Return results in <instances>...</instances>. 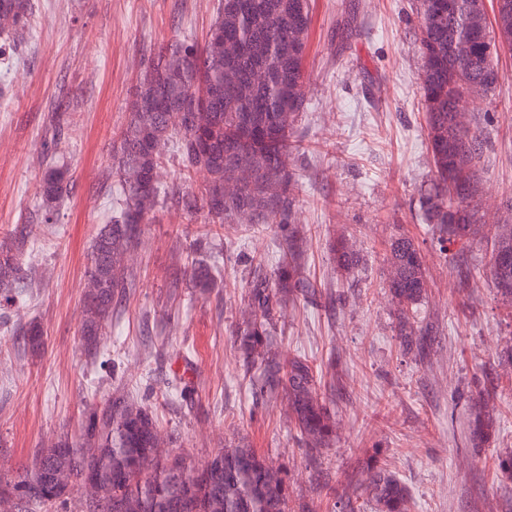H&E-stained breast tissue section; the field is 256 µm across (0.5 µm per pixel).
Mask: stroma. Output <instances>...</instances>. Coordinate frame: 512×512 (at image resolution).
Returning a JSON list of instances; mask_svg holds the SVG:
<instances>
[{"label":"stroma","instance_id":"1","mask_svg":"<svg viewBox=\"0 0 512 512\" xmlns=\"http://www.w3.org/2000/svg\"><path fill=\"white\" fill-rule=\"evenodd\" d=\"M305 56L309 101L295 127L306 153L292 222L300 262L319 294L280 314L274 347L318 373L336 413L329 448L308 454L281 400L258 398L233 331L248 316L250 270L274 268L277 227L213 228L205 210L158 207L130 257L138 286L117 305L94 357L82 346L84 269L99 225L118 210L112 155L148 64L169 44L204 43L217 0H35L32 34L0 66V249L31 225L32 269L20 305L0 308V476L37 448L75 435L91 405L123 393L152 407L170 452L196 466L242 442L287 475L289 512L365 504L360 462L380 452L411 489V512H512V481L498 458L512 450V306L490 271L492 237L512 200V51H502L495 93L481 101L487 136L482 226L449 261L419 198L431 178L420 104L419 0H309ZM70 114L58 150L69 193L53 224L39 219L43 168L31 165ZM400 232L426 257L423 350H404L387 290L386 248ZM346 238L363 262L337 273L330 244ZM219 250L224 285L202 295L174 288L198 247ZM37 322L32 353L19 327ZM190 399L173 398L172 386ZM491 397L496 433L481 451L468 438L472 398Z\"/></svg>","mask_w":512,"mask_h":512}]
</instances>
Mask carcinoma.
<instances>
[{
    "instance_id": "cac0c4a2",
    "label": "carcinoma",
    "mask_w": 512,
    "mask_h": 512,
    "mask_svg": "<svg viewBox=\"0 0 512 512\" xmlns=\"http://www.w3.org/2000/svg\"><path fill=\"white\" fill-rule=\"evenodd\" d=\"M33 11V0H0V56L24 43ZM485 15L483 0H420L423 106L434 165L420 216L440 241H466L479 223L471 202L487 140L479 123L459 121L457 105L496 90L495 58L501 49H512V0H496L494 27ZM309 25V0H220L203 46L176 43L146 68L112 167L122 206L91 245L81 336L88 355L96 356L112 308L135 285L127 255L138 243L141 225L165 198L187 213L203 205L212 226L235 218L276 224L280 260L271 274L261 262L251 272V318L237 332L239 358L253 373L254 393L285 399L300 440L317 451L335 435L336 418L319 398L308 360L283 358L272 348L276 314L287 300L316 292L296 264L299 238L291 225L299 177L290 161L301 151L294 129L306 111ZM186 110L193 123L174 127L172 115ZM170 142L186 176L206 172L197 189H162L158 169ZM42 156L41 210L43 223L51 224L69 184L57 137L44 144ZM26 244L23 234L15 250L0 252V305L23 301L31 270L22 262ZM332 251L337 272L348 275L360 265L346 243ZM387 260L398 335L410 349L422 335L426 258L413 237L400 233L389 241ZM217 272V259H198L188 281L202 290L215 288ZM491 275L497 293L512 304L511 224L495 233ZM495 423L485 405H475L467 425L473 445L485 444ZM160 442L151 407L115 395L85 413L78 437L63 435L36 449L15 476L0 478V502L14 500L16 512H67L76 501L81 512H99L83 497L88 482L104 503H131L128 512H288L286 475L255 449L229 445L190 469L180 455L159 454ZM361 472L371 512H410L409 487L379 457H366Z\"/></svg>"
}]
</instances>
